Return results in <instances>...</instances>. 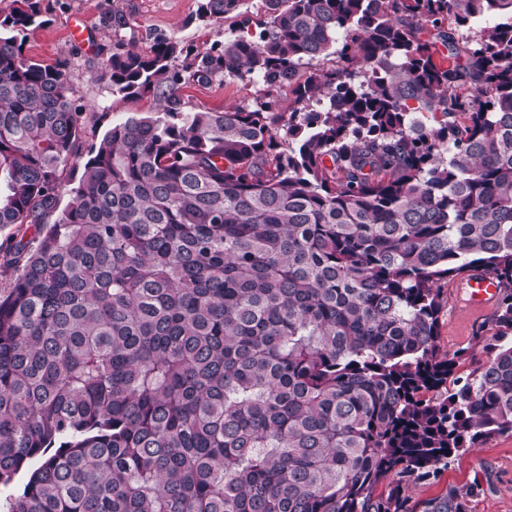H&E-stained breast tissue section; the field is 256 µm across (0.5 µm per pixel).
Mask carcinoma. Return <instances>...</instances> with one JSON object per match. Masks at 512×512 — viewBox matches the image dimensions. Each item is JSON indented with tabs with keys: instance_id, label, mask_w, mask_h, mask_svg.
<instances>
[{
	"instance_id": "cac0c4a2",
	"label": "carcinoma",
	"mask_w": 512,
	"mask_h": 512,
	"mask_svg": "<svg viewBox=\"0 0 512 512\" xmlns=\"http://www.w3.org/2000/svg\"><path fill=\"white\" fill-rule=\"evenodd\" d=\"M13 3L0 512H409L410 486L512 435V0H262L254 33L246 0H201L238 31L117 42L104 74L155 111L81 164L66 65L25 56L38 0ZM246 75L245 106L181 93ZM473 273L500 291L461 377L440 315Z\"/></svg>"
}]
</instances>
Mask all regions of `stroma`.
<instances>
[{
    "label": "stroma",
    "mask_w": 512,
    "mask_h": 512,
    "mask_svg": "<svg viewBox=\"0 0 512 512\" xmlns=\"http://www.w3.org/2000/svg\"><path fill=\"white\" fill-rule=\"evenodd\" d=\"M41 24L28 32L24 53L29 58L53 64L66 62L73 96L83 109L82 147L90 149L111 128L126 118L152 111L153 95L124 96L102 75V64L112 54L113 36L105 21L113 9L129 20L121 36L126 43L149 50L162 35L181 45L207 47L223 42L229 25L199 21V0H38ZM88 22L83 35H75V19ZM262 85L237 78L207 84H187L182 94L191 106L210 110L247 104ZM462 282L447 288L448 302L440 321L439 344L443 350L475 348L473 331L488 322L490 312L476 313L462 306ZM475 488L470 512H512V435L492 438L478 448L460 454L432 481L410 492L411 512H419L422 501L439 497L448 489Z\"/></svg>",
    "instance_id": "stroma-1"
}]
</instances>
